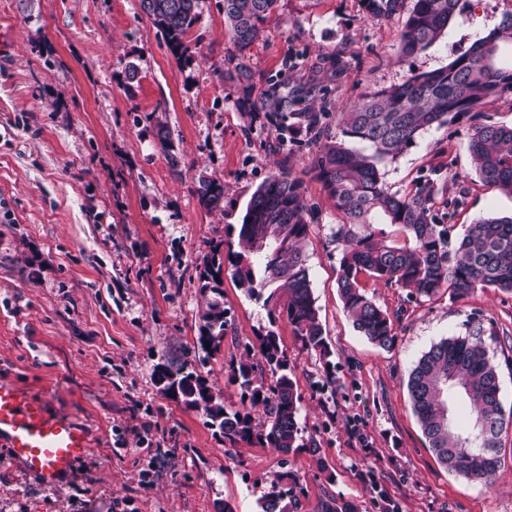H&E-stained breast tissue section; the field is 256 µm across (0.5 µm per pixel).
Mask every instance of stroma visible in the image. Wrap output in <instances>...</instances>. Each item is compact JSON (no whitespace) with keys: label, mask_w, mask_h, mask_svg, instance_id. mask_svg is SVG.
I'll return each instance as SVG.
<instances>
[{"label":"stroma","mask_w":512,"mask_h":512,"mask_svg":"<svg viewBox=\"0 0 512 512\" xmlns=\"http://www.w3.org/2000/svg\"><path fill=\"white\" fill-rule=\"evenodd\" d=\"M510 12L512 0H468L441 40L403 59L405 15L366 18L361 0H278L244 54L252 78L238 83L224 77L238 54L224 0H199L180 58L140 0H0V380L88 424L93 444L52 491L0 446V512H260L286 471L302 487L295 512H316L329 495L380 512L360 477L369 468L400 512H512V431L492 486L450 474L406 387L433 344L482 330L512 410V294L487 288L452 300L443 290L417 300L365 280L397 334L391 350L371 344L337 291L338 214L313 168V135L302 123L281 134L275 117L320 112L325 133L338 134L340 106L448 65ZM469 129L464 119L425 131L383 167L388 190L408 193L422 173L448 168L465 180L447 193L467 192L454 224L511 215L512 196L469 174ZM284 171L314 215L306 252L334 352L331 387L318 355L285 320L271 322L230 271L214 290L200 280L224 257L228 227L256 187ZM203 176L223 182V214L200 204ZM211 299L230 325L209 355L197 338ZM273 323L296 367L303 438L333 481L308 452L225 442L202 411L156 383V365L185 364L240 407L230 366Z\"/></svg>","instance_id":"obj_1"}]
</instances>
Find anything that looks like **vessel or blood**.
Wrapping results in <instances>:
<instances>
[{"label":"vessel or blood","instance_id":"vessel-or-blood-1","mask_svg":"<svg viewBox=\"0 0 512 512\" xmlns=\"http://www.w3.org/2000/svg\"><path fill=\"white\" fill-rule=\"evenodd\" d=\"M0 444L46 490L72 477L77 461L92 449L85 424L50 413L45 400L5 380H0Z\"/></svg>","mask_w":512,"mask_h":512}]
</instances>
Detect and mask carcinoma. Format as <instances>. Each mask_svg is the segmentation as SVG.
I'll list each match as a JSON object with an SVG mask.
<instances>
[{
    "instance_id": "1",
    "label": "carcinoma",
    "mask_w": 512,
    "mask_h": 512,
    "mask_svg": "<svg viewBox=\"0 0 512 512\" xmlns=\"http://www.w3.org/2000/svg\"><path fill=\"white\" fill-rule=\"evenodd\" d=\"M278 0H224V18L241 53L258 37L260 25ZM366 17L387 19L402 11L400 57L417 55L439 41L460 11V0H362ZM143 13L170 48L186 51L183 38L198 20V0H140ZM238 82L251 78L238 62L224 72ZM512 92V12L472 48L406 81L370 91L340 108V134L326 136L314 161L317 178L340 215L331 236L341 247L338 290L355 330L372 344L389 350L396 335L394 321L368 296L362 279L382 281L432 298L440 290L463 298L478 289L512 292V215L479 216L466 225L450 247L454 225L440 223L434 213L443 182L421 177L406 195L390 192L381 168L395 160L429 128L462 118L470 126L468 150L472 173L487 187L512 196V127L491 123L477 111L487 99ZM201 204L224 211V184L201 179ZM312 213L298 181L274 175L252 193L241 223L228 225L236 238L227 241L232 274L246 294L270 308V324L283 316L302 346L324 361L325 384H336L313 295L305 242ZM394 227L404 239L389 240ZM228 320L221 302L207 303L200 314L202 350H220ZM258 353L246 350L230 367L229 381L238 385L249 406L224 405L206 380L184 366L156 371L162 391L179 396L203 412L208 425L232 443L258 444L283 454H320L304 442L299 426L301 394L276 330L257 335ZM407 388L414 413L437 460L449 473L493 484L499 469L501 436L512 427V411L500 400V379L485 342L479 337L445 338L431 346L409 374ZM380 500L381 512H399L398 503L381 489L373 471L363 474ZM281 474L261 500V512H292L295 488ZM317 512H358L343 498L322 500Z\"/></svg>"
}]
</instances>
